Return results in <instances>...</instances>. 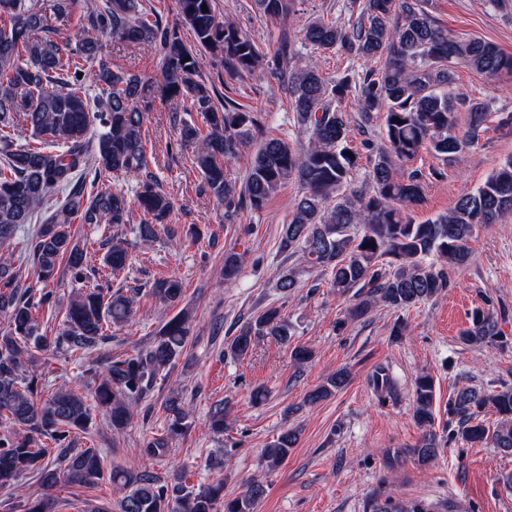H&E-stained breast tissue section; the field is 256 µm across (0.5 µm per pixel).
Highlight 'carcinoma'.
I'll return each mask as SVG.
<instances>
[{"instance_id":"obj_1","label":"carcinoma","mask_w":512,"mask_h":512,"mask_svg":"<svg viewBox=\"0 0 512 512\" xmlns=\"http://www.w3.org/2000/svg\"><path fill=\"white\" fill-rule=\"evenodd\" d=\"M266 19H284L293 0H253ZM180 21L169 25L143 8V0H105L90 28L112 32L122 43L148 44L159 55L162 81L122 69L113 70L97 37L82 31L75 44L59 45L41 10L28 0H0V126L22 120L43 146L13 142L0 135V249L10 246L47 198L63 193L52 211L28 239L29 256L39 279L50 280L65 266L75 281L95 271L92 256L75 241L71 224L130 223L131 205L144 219L139 236L151 242L157 228L169 220L174 204L149 170L145 150L146 113L157 96L188 101L201 113L205 129L184 122L179 146L193 145V163L202 188L220 204L224 216L259 211L286 183L303 188L294 200L291 218L283 225L281 248L302 253L305 272L319 270L339 295L353 293L347 310L350 320H362L374 306L403 309L430 299L448 288V267L469 260L470 240L479 224H495L512 213V157L504 160L474 192L460 197L446 214L423 224L413 222L409 209L423 198L427 175L406 170L403 163L426 150L443 164L460 162L485 131L489 103L455 92L454 66L461 65L491 79H512V54L479 37L461 39L437 24L427 0H363L357 21L349 28L315 20L302 34V45L314 50L343 51L361 61V69L329 78L306 60L284 78L292 109L307 146L278 137L255 141L262 116L211 92L198 69L193 47L210 52L237 75L252 74L263 65L259 45L239 28L217 16L214 0H177ZM207 5L208 11L202 10ZM190 29L193 42L183 39ZM300 57L294 42L283 33L277 60ZM99 90L92 104L84 89ZM353 98L365 122L383 115L382 143L364 140L370 169L368 190L353 189L359 152L351 146V129L340 105ZM466 113V133L454 134L460 113ZM257 144L242 182L227 177L226 165L241 151ZM134 176L139 179L136 202L118 189L86 191V179ZM128 251L108 246L103 265L116 274L125 269ZM242 256L224 252V280L239 274ZM99 284L74 295L65 318L53 336L42 333V309L57 306L56 293L21 285L11 258L0 254V491H17L18 481L30 474L45 490L40 497L19 502L20 512H54L48 492L58 486L92 489L103 481L120 497L115 512H256L260 486L253 485L233 499H224V483L189 486L182 475L158 476L135 467L114 466V449L78 440L89 433L92 411L98 410L112 430L127 429L133 409L168 374L191 342V316L182 309L157 331L152 342L127 356L109 357L103 364H82V376L92 380L89 392L61 389L38 398L46 383L24 373L25 356L36 350L48 357L59 354L84 358L109 340L107 332L135 314V298ZM155 300L175 305L182 301V281L175 275L160 278L149 291ZM497 316L475 310L466 343L498 342ZM270 337L286 345L292 326L279 308L269 307L243 323L224 353L242 358L256 339ZM338 370L306 395L316 404L333 396L348 382ZM369 384L381 402L395 401L398 385L390 369L377 366ZM414 419L433 422L434 386L430 376L414 380ZM494 410L499 426L486 430L482 414ZM167 434L150 437L142 451L149 456L167 453L173 438L190 424L182 399L164 406ZM448 415L457 434L471 443L488 441L512 453V387L481 390L461 386L448 398ZM298 434L282 431L266 448L269 466L281 463ZM442 440L428 430L408 450L420 463L433 460Z\"/></svg>"}]
</instances>
